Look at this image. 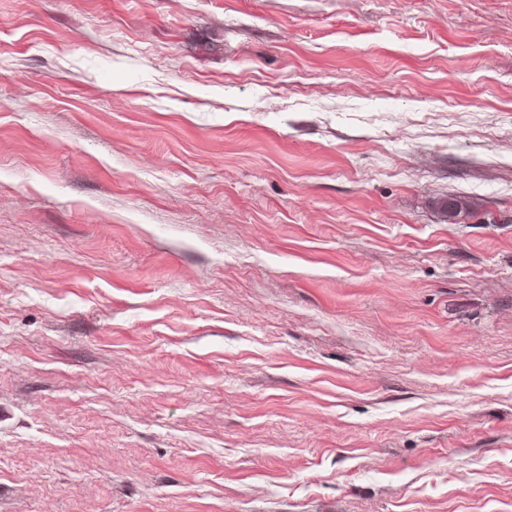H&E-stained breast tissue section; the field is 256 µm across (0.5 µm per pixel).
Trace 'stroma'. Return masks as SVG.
<instances>
[{
	"label": "stroma",
	"mask_w": 512,
	"mask_h": 512,
	"mask_svg": "<svg viewBox=\"0 0 512 512\" xmlns=\"http://www.w3.org/2000/svg\"><path fill=\"white\" fill-rule=\"evenodd\" d=\"M0 512H512V0H0Z\"/></svg>",
	"instance_id": "obj_1"
}]
</instances>
